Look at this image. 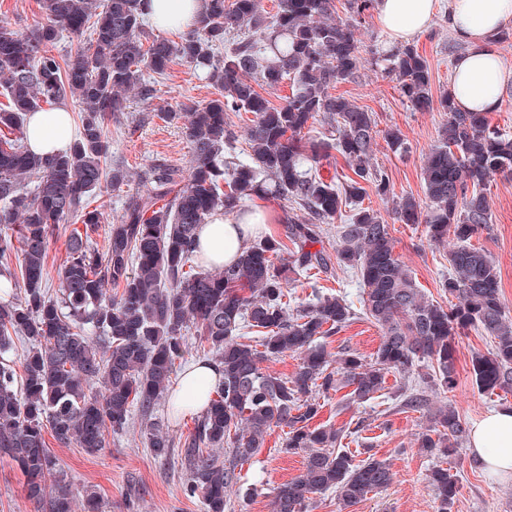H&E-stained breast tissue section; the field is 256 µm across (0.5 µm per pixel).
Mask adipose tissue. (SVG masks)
Wrapping results in <instances>:
<instances>
[{
    "mask_svg": "<svg viewBox=\"0 0 512 512\" xmlns=\"http://www.w3.org/2000/svg\"><path fill=\"white\" fill-rule=\"evenodd\" d=\"M208 0H142L149 24L159 30H188L205 11ZM448 14L452 37L463 44L451 68L450 94L454 105L466 112L498 111L512 90V66L502 57L498 41L512 26V0H376L380 27L392 43H406L429 29L439 11ZM76 131L67 108L33 112L25 123L27 148L46 157L69 150ZM265 215L248 209L239 220L214 214L200 225L197 239L205 259L232 264L263 229ZM220 366L199 363L187 369L181 384L188 392L181 404L186 414L203 411L208 398L221 384ZM471 455L491 475L512 478V406L493 409L476 420L469 430Z\"/></svg>",
    "mask_w": 512,
    "mask_h": 512,
    "instance_id": "adipose-tissue-1",
    "label": "adipose tissue"
}]
</instances>
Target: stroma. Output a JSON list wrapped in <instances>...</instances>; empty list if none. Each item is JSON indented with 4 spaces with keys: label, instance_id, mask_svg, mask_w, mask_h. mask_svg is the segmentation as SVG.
Segmentation results:
<instances>
[{
    "label": "stroma",
    "instance_id": "obj_1",
    "mask_svg": "<svg viewBox=\"0 0 512 512\" xmlns=\"http://www.w3.org/2000/svg\"><path fill=\"white\" fill-rule=\"evenodd\" d=\"M415 48L426 57L431 68L430 111L417 112L402 97L395 76L365 66L354 80L338 85L337 91L372 112L376 121L373 163L385 171L395 197L406 194L425 200L421 175L423 159L438 140L447 120L439 100L449 90L451 64L461 47L448 30L445 14H437L430 29L415 38ZM155 89L152 100L131 99L119 122L110 123L108 159L120 162L131 174L130 182L108 187L102 194L87 200L89 208H101L104 221L93 235L98 249H105L110 227L122 211L128 196L140 187L139 174L155 161L162 160L180 168H188L191 145L183 124L156 114L159 107L177 110L180 103L192 100L207 103L216 98L218 90L209 84L194 65L175 60L166 74L146 73ZM400 130L410 151L394 152L385 139L388 130ZM492 222L471 243L484 250L500 271L501 300L512 316V179L496 177L486 187ZM365 205L370 206L390 226L395 252L408 267L418 288L429 301L448 305L450 295L441 287L447 277L448 250L429 241L423 225L402 224L394 219L393 199H383L368 192ZM339 295L351 302L357 315L342 330L329 337L327 349L337 352L350 349L372 359L381 342L382 332L362 315L363 287L354 273H338L318 279H299L292 297L312 302L315 294ZM493 340L482 330L469 329L456 338V386L447 395L465 424H472L491 409L512 405V391L478 390L473 381L472 353L489 354ZM433 369L420 363L415 374L406 376L388 373L386 389L363 404H348V388L319 395L316 424L346 428L343 448L353 461H361L365 452L390 463L394 477L385 489L369 493L353 507L341 508L335 491L315 495L311 512H437L438 503L428 483L435 459L421 453L415 438L429 424L423 413L398 406L395 394L406 388L425 386ZM196 415L174 412L170 402L156 405L151 416L132 412L126 432H106L104 448L94 456L80 448L50 442L49 449L58 461L55 480L49 489L67 486L75 498L86 490H95L102 512H205L201 498L184 493L186 473L170 459L156 457L147 444L145 429L155 422L180 436L192 431ZM287 427L273 428L265 445L255 457L244 464L230 498L234 512H271L275 489L303 472V453L285 452ZM459 476V492L452 512H512V481L491 476L468 451L452 459ZM0 512H35L25 493V478L17 467L0 457Z\"/></svg>",
    "mask_w": 512,
    "mask_h": 512
}]
</instances>
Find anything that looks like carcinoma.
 <instances>
[{
	"label": "carcinoma",
	"instance_id": "cac0c4a2",
	"mask_svg": "<svg viewBox=\"0 0 512 512\" xmlns=\"http://www.w3.org/2000/svg\"><path fill=\"white\" fill-rule=\"evenodd\" d=\"M347 2L343 19L335 0H280L267 21L260 0H208L178 43L143 42L141 0H42L43 22L31 36L0 23V94L7 99L0 107V231H6L0 234V292L23 290L21 298L0 302V455L25 475L37 512H75L64 487L47 491L57 463L46 433L97 454L106 429L126 431L132 410L146 416L164 399L192 326L216 354L221 387L192 433L176 439L152 423L146 438L157 457L177 453L189 475L185 493L201 497L206 512L231 509L226 492L237 484L238 467L279 425L288 427L286 450L305 458L302 475L276 488L272 512H310L313 496L330 489L347 509L386 488L390 464L371 455L355 464L340 448L343 430L311 425L320 408L316 396L344 381L352 387L349 402L365 403L385 389L388 373L408 374L422 360L437 366V391L444 394L455 386V336L468 328L494 339L491 355L472 357L477 387L512 389V318L498 270L483 250L467 244L492 222L484 186L495 176L512 178V138L487 113L461 112L449 95L441 98L448 119L423 161L430 210L422 212L412 197L394 207L398 222L425 225L431 242L456 240L442 288L457 302L435 304L396 255L389 225L363 206V184L382 199L393 189L373 164L372 113L331 93L362 66L355 30L374 8V0ZM64 31L87 37L88 47L60 58L54 46ZM232 31L244 38L216 55ZM177 58L198 67L219 95L205 104L183 102L177 112L159 110L184 121L190 169L151 166L101 253L90 231L103 212L81 211L80 204L129 178L121 165L104 167L105 128L124 112L127 94L153 98L144 72L162 75ZM382 62L413 109L429 107L430 67L417 49L397 48ZM288 79L291 94L279 107L257 90ZM69 97L82 106L78 138L51 158L31 153L24 146L26 115ZM240 110L254 114L245 129L247 162L236 154L237 134L224 121V114ZM317 121L328 133L305 137ZM333 151L353 176L323 175L320 163ZM305 159L314 166L304 167ZM268 196L291 205L290 246L266 238L231 265L202 268L198 226L217 210L234 218L245 201ZM344 207L350 215L336 226V266L361 280L364 314L382 331L371 361L347 349L333 357L326 349L323 339L356 315L344 299L319 296L292 313L284 301L297 277L328 271L327 225ZM76 211L83 229L69 234L52 294L49 246ZM14 237L21 244L17 268L8 262ZM244 328L262 338L241 336ZM15 336L28 341L17 358ZM289 352L300 356L291 377L262 368ZM403 406L428 415L430 425L417 437L421 452L440 462L459 455L467 427L454 407L419 391L406 395ZM429 479L439 512H452L457 475L439 464Z\"/></svg>",
	"mask_w": 512,
	"mask_h": 512
}]
</instances>
